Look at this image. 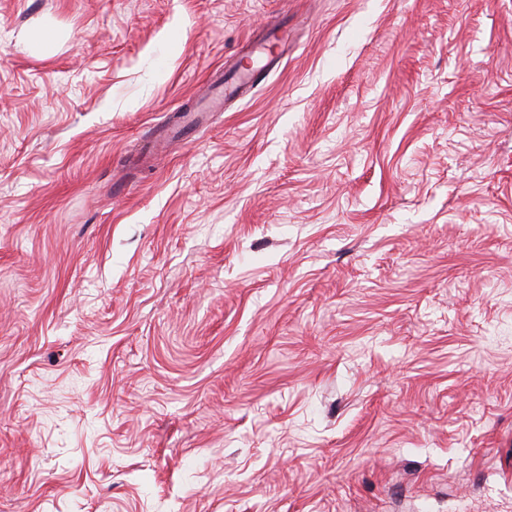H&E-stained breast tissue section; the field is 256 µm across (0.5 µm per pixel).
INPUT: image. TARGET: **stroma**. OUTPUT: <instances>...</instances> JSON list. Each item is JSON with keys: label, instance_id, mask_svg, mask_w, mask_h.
<instances>
[{"label": "stroma", "instance_id": "stroma-1", "mask_svg": "<svg viewBox=\"0 0 512 512\" xmlns=\"http://www.w3.org/2000/svg\"><path fill=\"white\" fill-rule=\"evenodd\" d=\"M0 512H512V0H0ZM255 83V78L253 76V71L241 73L235 80L232 82L224 83V91H220V93L211 99L208 104V108H216L223 103L228 96H231L235 93L243 92V89H246L247 86H253Z\"/></svg>", "mask_w": 512, "mask_h": 512}]
</instances>
